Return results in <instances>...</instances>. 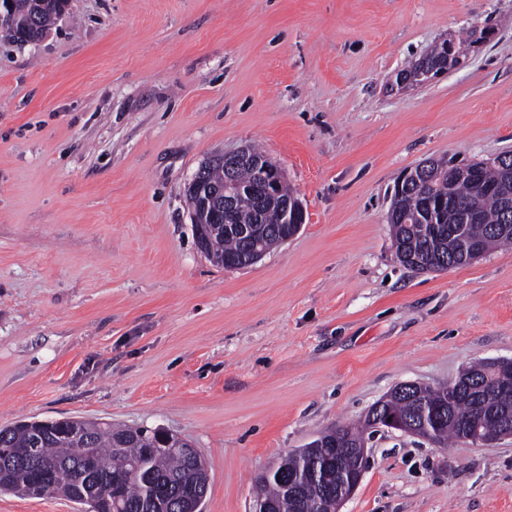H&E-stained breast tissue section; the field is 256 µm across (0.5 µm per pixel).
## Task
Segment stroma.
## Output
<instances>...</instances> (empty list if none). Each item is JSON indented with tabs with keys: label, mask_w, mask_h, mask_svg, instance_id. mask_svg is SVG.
Masks as SVG:
<instances>
[{
	"label": "stroma",
	"mask_w": 512,
	"mask_h": 512,
	"mask_svg": "<svg viewBox=\"0 0 512 512\" xmlns=\"http://www.w3.org/2000/svg\"><path fill=\"white\" fill-rule=\"evenodd\" d=\"M250 145L307 221L228 271L184 189ZM506 150L512 0H70L40 41L0 39V428L164 427L204 458L203 512H252L260 474L395 385L512 358V248L418 273L387 222L406 170ZM369 450L342 512H512V437ZM477 30L470 31L466 38L464 39H458L452 40V38H448V40H445V45L447 48L449 47L452 53V56L458 57L460 63L456 65L454 68H458L462 63V58L465 59L467 57V54L469 53V50L472 48L473 44H476L479 42V39H474L475 33ZM447 42V43H446ZM455 42L459 49H464L465 53L459 57L458 53L455 52ZM445 48L444 44L438 45L432 47V49L417 63L411 64L408 68L410 69H404L400 76H404V74H409L412 76V82L418 85H423L426 82H429L433 78L437 77L440 73H445L454 66V59H452L450 65L448 64V50ZM453 68V69H454Z\"/></svg>",
	"instance_id": "stroma-1"
}]
</instances>
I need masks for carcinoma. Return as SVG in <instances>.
<instances>
[{"label": "carcinoma", "mask_w": 512, "mask_h": 512, "mask_svg": "<svg viewBox=\"0 0 512 512\" xmlns=\"http://www.w3.org/2000/svg\"><path fill=\"white\" fill-rule=\"evenodd\" d=\"M68 0H9L17 44L42 38L65 11ZM453 68L448 50L435 45L417 63L403 70L412 82L423 85ZM453 159H430L427 170L403 186L397 200L399 212L390 223L393 247L401 265L416 272L444 271L469 264V249L487 244L494 249L512 244V226L503 223L499 196L490 191L512 182V165L485 164L476 174L467 170L448 185V164ZM206 186L234 184L233 202L224 213L230 228L210 236L208 248L221 263L247 257L245 238L231 231L239 225L255 233L261 247L271 249L288 235L282 199L293 196L282 185L279 199H260L252 190L256 177L251 168L226 171L214 163L202 174ZM381 413L401 418L419 427L428 426L432 442L446 446L464 443L471 423L487 420L512 426V394L498 386L495 365L473 363L463 369L450 386L418 384L407 394L394 393L381 406ZM370 415L358 425H338L321 432V447L305 453L291 452L271 474L257 481L256 499L278 506L280 512H314L312 497L289 498L288 479L300 487L316 478L335 494L358 468V458L348 449L370 435ZM126 430L110 423L67 419L60 425L24 421L0 429V493L22 496L51 494L46 485L50 471L63 482L67 499L83 512H113L107 487L92 481L110 475L120 482L126 512H200L207 492L202 482L203 461L178 449L159 448L155 435L140 429L123 445L117 438Z\"/></svg>", "instance_id": "obj_1"}]
</instances>
